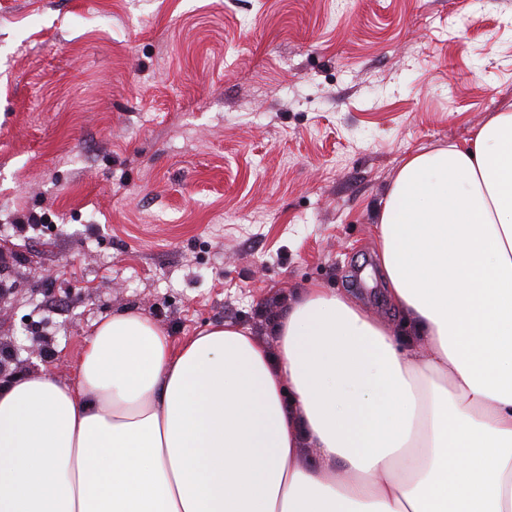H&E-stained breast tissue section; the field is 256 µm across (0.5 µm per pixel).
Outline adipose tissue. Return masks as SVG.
Instances as JSON below:
<instances>
[{
	"instance_id": "1",
	"label": "adipose tissue",
	"mask_w": 512,
	"mask_h": 512,
	"mask_svg": "<svg viewBox=\"0 0 512 512\" xmlns=\"http://www.w3.org/2000/svg\"><path fill=\"white\" fill-rule=\"evenodd\" d=\"M375 222L424 347L317 286L273 354L114 314L75 382L0 385V512H512V103L406 155Z\"/></svg>"
}]
</instances>
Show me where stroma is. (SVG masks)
<instances>
[{"mask_svg": "<svg viewBox=\"0 0 512 512\" xmlns=\"http://www.w3.org/2000/svg\"><path fill=\"white\" fill-rule=\"evenodd\" d=\"M511 102L512 0H0V361L73 381L127 310L273 352L313 285L408 341L375 207Z\"/></svg>", "mask_w": 512, "mask_h": 512, "instance_id": "1", "label": "stroma"}]
</instances>
